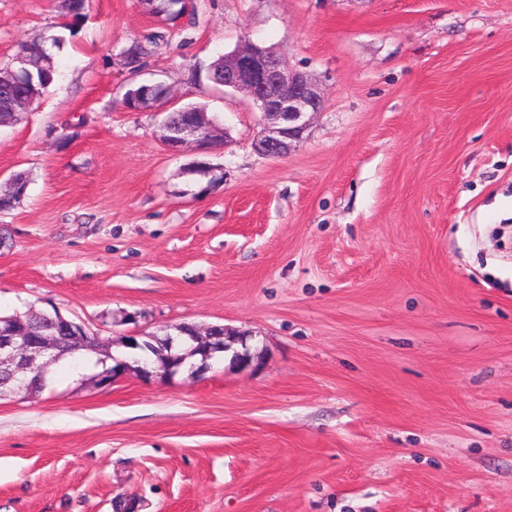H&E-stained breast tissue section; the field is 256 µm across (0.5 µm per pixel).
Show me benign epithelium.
<instances>
[{
  "label": "benign epithelium",
  "mask_w": 512,
  "mask_h": 512,
  "mask_svg": "<svg viewBox=\"0 0 512 512\" xmlns=\"http://www.w3.org/2000/svg\"><path fill=\"white\" fill-rule=\"evenodd\" d=\"M224 89L243 94L262 114L263 126L256 140L257 152L267 158L287 154L303 140L313 115L324 106L318 84L306 73L288 67L274 49L246 41L224 54V69L212 76ZM16 74L0 76V97L6 99L1 112L14 115L29 111L35 101L32 95L15 91ZM123 98L135 99L136 111L165 115L158 124L159 140L173 154L188 151L207 153L224 140L223 129L207 118L202 107H191L192 116L183 123L173 122L168 115L177 103L175 90L163 83L142 84ZM41 334L29 326L30 313L17 312L0 316V391L31 393L44 388L51 366L64 355L80 351L100 350L103 342L82 320L68 319L60 313L40 315ZM228 331L222 325L200 328L183 323L164 335L167 364L157 365L147 358L135 357L133 362L114 360L112 367L99 377L100 386L110 387L138 365L137 373L144 380L171 378L183 366L191 375L201 377L211 370L213 362L224 354ZM156 336L135 332L123 337L132 353L143 351Z\"/></svg>",
  "instance_id": "7a95c632"
}]
</instances>
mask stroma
Here are the masks:
<instances>
[{
    "label": "stroma",
    "instance_id": "obj_1",
    "mask_svg": "<svg viewBox=\"0 0 512 512\" xmlns=\"http://www.w3.org/2000/svg\"><path fill=\"white\" fill-rule=\"evenodd\" d=\"M57 0H0V66L57 34ZM88 0L54 82L0 127V312L131 328L221 324L262 360L97 386L58 363L0 396V512H512V0ZM271 46L325 106L279 158L241 94L191 83ZM161 79L226 138L205 162L122 105Z\"/></svg>",
    "mask_w": 512,
    "mask_h": 512
}]
</instances>
